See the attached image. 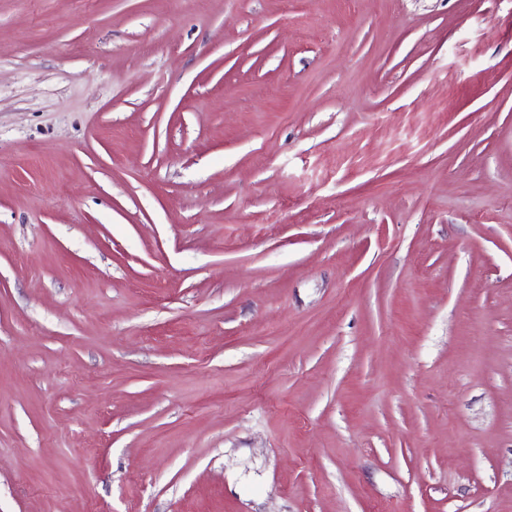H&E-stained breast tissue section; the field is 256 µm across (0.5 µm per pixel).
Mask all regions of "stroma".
Masks as SVG:
<instances>
[{
  "mask_svg": "<svg viewBox=\"0 0 512 512\" xmlns=\"http://www.w3.org/2000/svg\"><path fill=\"white\" fill-rule=\"evenodd\" d=\"M0 512H512V0H0Z\"/></svg>",
  "mask_w": 512,
  "mask_h": 512,
  "instance_id": "1",
  "label": "stroma"
}]
</instances>
